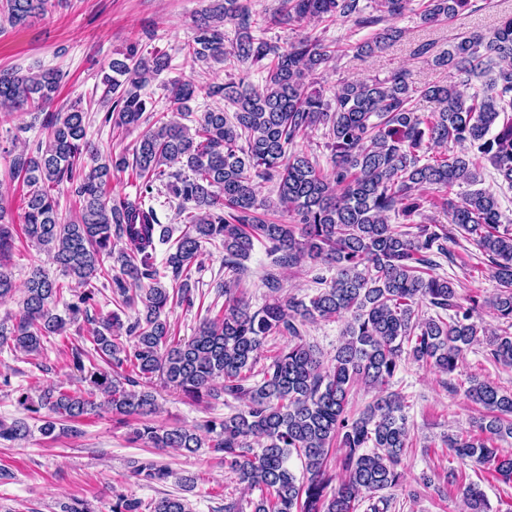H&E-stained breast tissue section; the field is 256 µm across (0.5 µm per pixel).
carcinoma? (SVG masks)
I'll use <instances>...</instances> for the list:
<instances>
[{
	"instance_id": "cac0c4a2",
	"label": "carcinoma",
	"mask_w": 512,
	"mask_h": 512,
	"mask_svg": "<svg viewBox=\"0 0 512 512\" xmlns=\"http://www.w3.org/2000/svg\"><path fill=\"white\" fill-rule=\"evenodd\" d=\"M50 0H0V15L12 27L24 26L44 14ZM181 46L192 64L232 68L238 63L266 73L257 89L241 77L212 84L208 95L233 108H208L189 126V102L197 86L173 81L167 86L169 106L135 145L133 161L126 155L94 158L87 139L88 110L81 103L66 111L46 112L48 139L35 153L14 158V177L28 191L24 197L22 231L48 252L74 281L67 309L92 324L89 345L72 344L70 366L86 388L53 385L34 401L23 393L18 404L29 418L0 421V440L19 442L31 435L28 419L42 422L50 436L59 421L77 422L97 413L102 394L117 423L135 421L128 440L149 442L190 454L206 448L224 461L248 490L260 491L252 512H388L382 491L397 487L398 471L409 445L410 431L402 395L389 391L402 357L443 374L453 373L465 351L485 338L492 358L512 367V232L500 230L506 217L497 196L478 187L482 161L488 160L502 182L512 189V16L489 33H461L434 63L452 74L480 78L490 62L498 76L486 89L468 94L450 81L418 87L401 69L386 79L345 80L329 100L310 90V79L337 60L336 48L320 37L300 36L284 46L252 33L248 0H210ZM409 0H375L368 11L360 0H282L263 18L264 26L291 25L312 18L351 19L371 37L356 45L357 55L371 56L402 37L385 25L401 15ZM472 0H424L419 18L424 25L453 20L472 8ZM237 24L235 42L224 45V21ZM165 53L148 56L135 48L114 58L102 78L103 99L109 104L104 123L119 129L139 124L149 101L143 90L170 65ZM55 71L21 75L0 70V123L16 112H45L58 91ZM435 103L423 114L414 100ZM330 150L331 176L316 158L297 149V140L318 129ZM449 144L459 153L428 156ZM168 194L192 204L185 229L172 238L152 205L154 182L166 168ZM136 171L139 194L107 206L111 170ZM275 181L277 201L257 198L255 179ZM67 182L74 187L80 213L65 219L53 190ZM470 190L456 195L453 188ZM438 193L427 197L426 190ZM447 213L448 222L434 218L414 221L425 206ZM291 214L293 223L266 217L275 209ZM405 228L388 223L390 213ZM0 195V299L13 297L16 284L7 266L17 232L4 221ZM461 234L489 257L498 288L489 297H461L457 283L437 273L439 259L453 261L448 244ZM168 245L167 267L175 287L158 280L156 244ZM224 250V269L237 273L255 244L273 256V265L297 267L318 260L335 269L332 277L315 276L319 285L309 301L277 293L283 288L276 271L263 285L271 300L251 310L237 295V281L217 284L224 311L206 317L194 336L180 340L162 318L167 307L195 306L192 271L202 267L203 244ZM112 290L119 307L137 309L125 323L117 312L102 318L90 314L99 287ZM22 312L12 324L0 321V349L40 353L43 340L63 333L66 321L55 313L63 288L40 268L32 270L24 288ZM434 311L419 313L421 307ZM489 308L499 325L486 329L478 321ZM346 318L342 340L323 367L319 353L303 338L301 327L318 320ZM270 336L287 343L262 357ZM162 377L195 403L227 397L243 408L203 424L157 427L151 416L156 400L141 380ZM377 393L358 416L347 412L357 388ZM467 396L487 415L475 422L476 436L448 438L460 459L470 458L504 483L512 481V455L497 442L512 437V392L490 381L470 380ZM341 473L327 469L330 450ZM303 467L297 478L292 457ZM145 484L166 481L170 468L154 460L132 468ZM467 512H491L482 490L468 484L463 491ZM112 512H188L184 499L162 497L144 503L117 494Z\"/></svg>"
}]
</instances>
